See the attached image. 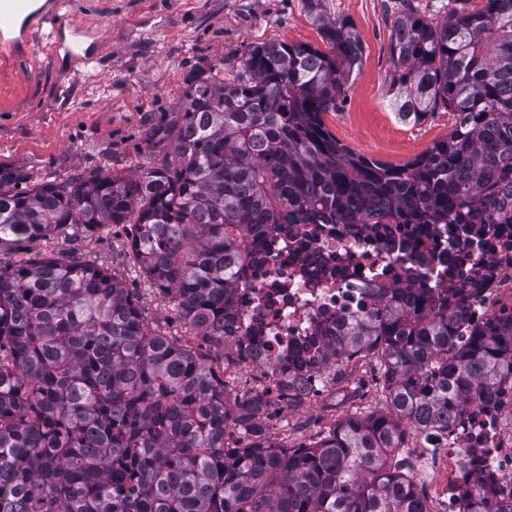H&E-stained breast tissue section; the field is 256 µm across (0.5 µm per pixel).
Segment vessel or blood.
I'll return each instance as SVG.
<instances>
[{
	"label": "vessel or blood",
	"mask_w": 512,
	"mask_h": 512,
	"mask_svg": "<svg viewBox=\"0 0 512 512\" xmlns=\"http://www.w3.org/2000/svg\"><path fill=\"white\" fill-rule=\"evenodd\" d=\"M21 23L50 25L57 48L72 62L83 66L96 62L97 51L84 47L80 26L66 22L58 14L54 0H46L42 6L36 0H0V36L7 34L11 37L10 42L0 45V67L7 69L17 62L18 42L13 35Z\"/></svg>",
	"instance_id": "vessel-or-blood-1"
}]
</instances>
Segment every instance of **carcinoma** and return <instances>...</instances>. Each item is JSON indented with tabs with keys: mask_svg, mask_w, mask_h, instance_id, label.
I'll use <instances>...</instances> for the list:
<instances>
[{
	"mask_svg": "<svg viewBox=\"0 0 512 512\" xmlns=\"http://www.w3.org/2000/svg\"><path fill=\"white\" fill-rule=\"evenodd\" d=\"M328 44L253 47L235 79L190 87L150 139L162 164L40 180L0 164V512H427L392 449L448 428L512 377V322L474 333L439 311L384 301L327 338L328 367L373 355L385 410L351 415L316 443L270 442L265 396L236 398L245 446L226 441L222 380L191 345L150 329L129 289L93 260L11 258L47 234L129 224V254L186 324L224 340L234 267L278 224H439L505 188L512 197V0L406 9L390 42L391 106L403 123L443 107L454 129L391 166L340 143L322 115L361 60L358 36L305 0ZM483 0H472V1H458L456 3H452V6H456L459 10L462 8L470 9L472 7L480 6ZM448 0H413L411 1V6L418 10L420 14H423L427 17H431L434 20L440 21L447 17V12L450 9L448 8Z\"/></svg>",
	"mask_w": 512,
	"mask_h": 512,
	"instance_id": "cac0c4a2",
	"label": "carcinoma"
}]
</instances>
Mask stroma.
<instances>
[{
    "label": "stroma",
    "mask_w": 512,
    "mask_h": 512,
    "mask_svg": "<svg viewBox=\"0 0 512 512\" xmlns=\"http://www.w3.org/2000/svg\"><path fill=\"white\" fill-rule=\"evenodd\" d=\"M81 23L98 61L82 74L53 48L46 28L32 32L30 59L0 80V164L31 180H64L93 169L122 176L160 163L148 137L167 125L188 86L212 74L232 82L239 62L256 45L304 42L325 48L323 32L303 0H58ZM403 0H324L328 21L359 36L360 65L347 77L323 116L327 130L365 158L406 163L435 141L449 137L454 119L438 108L418 125L398 121L389 106L393 66L389 45ZM134 227L108 224L94 236L54 234L36 256H89L118 276L137 299L150 327L182 336L213 368L235 357L234 346L188 330L177 305L162 299L127 255ZM378 367L368 356L350 361L334 388L297 407L271 405L265 419L272 442L294 448L318 441L347 415L383 410Z\"/></svg>",
    "instance_id": "obj_1"
}]
</instances>
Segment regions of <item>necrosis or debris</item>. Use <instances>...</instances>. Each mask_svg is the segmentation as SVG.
I'll use <instances>...</instances> for the list:
<instances>
[{
	"label": "necrosis or debris",
	"instance_id": "4bbe7bcc",
	"mask_svg": "<svg viewBox=\"0 0 512 512\" xmlns=\"http://www.w3.org/2000/svg\"><path fill=\"white\" fill-rule=\"evenodd\" d=\"M235 277L224 339L242 367L261 369L270 395L298 379L314 387L326 331L376 310L380 289L458 308L463 337L512 321V207L489 196L465 224H281ZM398 454L429 488L427 512H471L481 494L512 504V379Z\"/></svg>",
	"mask_w": 512,
	"mask_h": 512
}]
</instances>
